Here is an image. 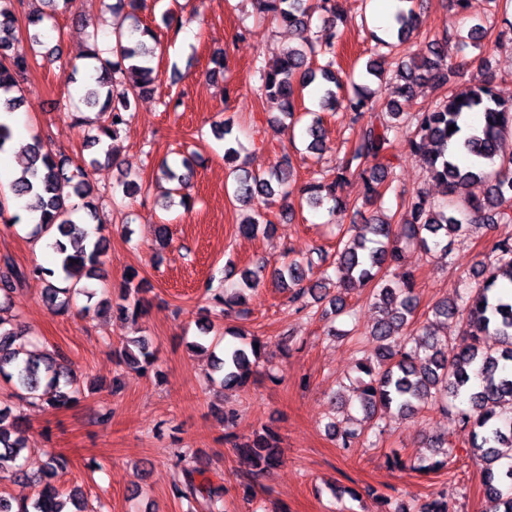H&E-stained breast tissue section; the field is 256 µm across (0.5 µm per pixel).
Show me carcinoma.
I'll use <instances>...</instances> for the list:
<instances>
[{
    "instance_id": "obj_1",
    "label": "carcinoma",
    "mask_w": 512,
    "mask_h": 512,
    "mask_svg": "<svg viewBox=\"0 0 512 512\" xmlns=\"http://www.w3.org/2000/svg\"><path fill=\"white\" fill-rule=\"evenodd\" d=\"M23 0H0V92L5 98L0 107L5 112L18 109L22 102L21 82L31 67L24 57L11 54L17 18L12 4ZM261 18H270L296 31L297 44L288 49L284 59L271 69L257 68L261 94L280 103L282 108L278 125H294L296 101L294 84L313 87L319 92V110H307L310 116L303 137L306 150L320 154L325 150L322 119L319 111L346 112L358 119L363 113L379 109L382 120L361 125L355 140L344 151L337 166L336 181L330 185L311 182L305 188L307 202L314 208L326 206L336 216L352 207L342 195L343 184L350 176H358L364 183V204L383 210L386 193L392 191L402 201L405 211L400 222L379 217L361 225V231L339 240L332 261L334 273L323 272L313 278L314 261L325 262L328 253L316 252L317 259L282 262L274 269L273 283L291 292V302L308 306V300H329L330 313H345L346 301L342 291L356 286L372 285L376 308L381 317L371 330L379 342L375 359L358 363L357 377L359 403L364 418L359 427L346 429L340 421L328 423V430L337 436L343 448L351 440L370 437V431L379 427L377 420L396 412L412 417L425 404L432 402L456 418L465 435V444L472 448L474 457L482 462V482L489 512H512V464L501 463L498 446H512V297L499 289L500 284L512 285V240L496 241L492 246L495 259L490 268L477 272L480 280L465 295L443 297L432 307L436 317L458 318L462 335L468 343L456 350L448 339H439L427 323L419 329L410 328L418 297L414 274L393 272V278L382 275L400 262L402 246L414 245L428 255L440 251L448 256V240L460 237L470 224L512 223V152L503 150L505 134H512V100H504L495 91L494 78L488 76L468 90L448 94L438 100L434 108L407 112L417 90L429 85L436 90L448 86L456 67L448 63V43L455 40L461 48L481 47L482 32L472 27L463 33L448 28L443 36L429 44V55L406 61L399 50L417 30L414 8L398 9L391 22L390 40H380L388 53L370 58L361 75L367 83L383 81L386 66H395L398 84L394 96L380 101L381 88H370L351 79L344 82L333 70L336 47L342 39L337 21L343 20L338 0H254ZM130 8L127 25L117 24L111 32L112 45L107 51L99 49L98 35L88 36L84 56L95 62L94 81L85 85L83 99L99 107L97 135L93 144L103 139L116 141L128 124L132 100L154 92L158 73L153 66L154 47L148 40H156L152 29L135 14L136 0H116L112 14L122 7ZM319 14L321 25L312 28L314 14ZM322 56L328 61L313 66V59ZM453 131H448L449 126ZM212 128L224 138V159L235 162L240 158L241 143L233 136V121H218ZM404 138L408 150L423 157L430 178L439 184L447 196L435 204L425 192L411 196L397 190L396 173L390 151L399 138ZM28 160L21 175L12 182L10 191L16 196L31 198L29 208L40 212L33 231L36 236L57 233L69 239L70 246L54 243L61 255L60 269L67 287L57 286L52 268L36 265L28 271L14 269L10 259L3 258L5 272L0 277V296H8L15 287L32 277L45 281L43 298L55 313L71 310L77 295L94 298L95 291L82 279L101 277L102 242L92 239L81 227L84 215L96 217L93 190L86 179L87 167L95 165L90 159L75 166L70 158L55 154L36 137L28 146ZM373 157L381 160L380 170L368 171L363 161ZM238 201L249 203L269 198L275 193L290 194L289 173L280 166L262 172H249L242 167L232 171ZM162 179L168 183L165 195L169 204L185 203L182 190L189 174L181 173L169 164L161 168ZM474 182L486 185L481 197H456V191ZM79 202H71L72 197ZM269 221L253 206L251 214L237 225L243 236H255L266 230ZM266 265L258 263L252 269L240 272L234 288L213 295L216 317L235 306L244 304V294L263 283ZM336 293H331V288ZM143 282L129 278L116 311L122 315L138 314L142 300L137 295ZM24 326L3 315L0 304V379L10 385V397L18 405H45L51 409L70 406L77 400L80 388L77 378L58 350L41 358H19L16 340L24 337ZM497 338V346L484 343V337ZM263 345L254 337L241 345L229 344L218 359L225 387H244L253 367L261 358ZM156 351L146 339L132 341V347L119 351V362L146 368L154 364ZM17 417L11 410H0V481L15 478L29 479L21 459L26 446L12 438ZM240 455L252 466V474L260 476L274 469L280 462L279 436L266 427L261 433L235 445ZM68 468V459L53 451L45 453V462L37 478L39 490L30 501H16L0 494V512H63L70 504L74 512H87L82 491L73 487L64 494L54 483L55 478ZM202 472L197 467L182 468V479L173 485V494L179 499L206 502L208 508L223 498L224 487L198 479ZM451 495L446 491L420 504L417 512H451Z\"/></svg>"
}]
</instances>
